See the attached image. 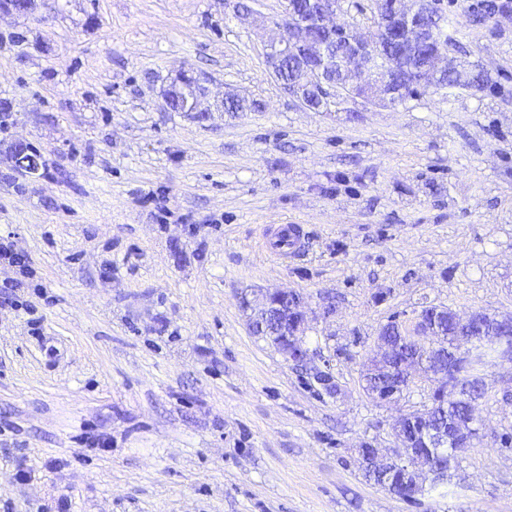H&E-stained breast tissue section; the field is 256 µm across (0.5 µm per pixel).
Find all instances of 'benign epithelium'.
Instances as JSON below:
<instances>
[{
  "label": "benign epithelium",
  "instance_id": "1",
  "mask_svg": "<svg viewBox=\"0 0 512 512\" xmlns=\"http://www.w3.org/2000/svg\"><path fill=\"white\" fill-rule=\"evenodd\" d=\"M445 0H376L373 17L375 32L366 37L358 29L336 21L344 12V0H309L301 17L290 0H283L282 16L277 24L279 34L265 44V63L271 74L281 83L288 94L305 107L319 110L316 97L326 92L342 89L347 95L361 98L368 103L395 105L398 91L407 82L437 89L438 81L449 72L458 73L460 64L451 56L442 18ZM346 52L336 53L330 43L344 34ZM205 89L199 79L186 70H180L165 91L166 102L175 101L183 112L198 111L199 97ZM15 166L37 175L41 169L40 155L24 143H17L11 151ZM448 312L444 307L429 306L421 310L410 326L396 323L402 344L423 354L421 361L404 363L407 377L414 371L439 378L440 386L435 394L449 390L465 392L459 383L460 367L468 363L475 345L489 343L497 346L500 357L512 360V319H500L484 311H475L466 317L452 314L457 325V335L451 346L441 343L436 320ZM306 321L301 302L288 310L287 357L300 362L306 357L298 333ZM379 357L364 375L365 390L379 402H393L401 394L398 386L386 380V361L393 346L383 338H377ZM430 421V416L419 412L401 415L395 427V435L402 453L381 460L376 449L362 448L364 468L381 473L387 478L384 488L395 490V480L405 476L414 478L413 488L422 491V475L432 476L441 483L448 479L453 461L436 463L424 460L414 451L417 437L409 434V426L417 420ZM463 437L456 440L442 427H428L423 436V447L443 448L453 442V453L462 452L471 445L477 429L461 430Z\"/></svg>",
  "mask_w": 512,
  "mask_h": 512
}]
</instances>
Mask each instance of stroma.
<instances>
[{
	"label": "stroma",
	"instance_id": "35a3bbf8",
	"mask_svg": "<svg viewBox=\"0 0 512 512\" xmlns=\"http://www.w3.org/2000/svg\"><path fill=\"white\" fill-rule=\"evenodd\" d=\"M240 2L0 10V239L33 270L32 314L0 311V512L63 495L68 512H512L510 361L483 372L477 438L416 503L359 456L397 454V418L432 404L423 378L390 405L366 393L383 325L427 306L512 317V18L449 11L494 90L315 112L266 70L281 0ZM183 68L203 111L164 101ZM225 94L260 108L218 111ZM21 140L41 177L12 163ZM286 223L307 239L283 263L266 231ZM277 291L310 311L304 364L241 306Z\"/></svg>",
	"mask_w": 512,
	"mask_h": 512
}]
</instances>
